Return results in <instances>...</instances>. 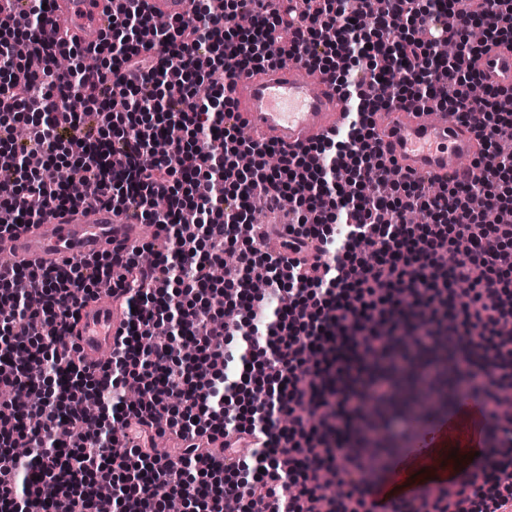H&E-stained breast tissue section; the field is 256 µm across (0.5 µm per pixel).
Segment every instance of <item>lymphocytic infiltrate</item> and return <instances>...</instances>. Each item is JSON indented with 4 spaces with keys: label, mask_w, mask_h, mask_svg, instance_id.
<instances>
[{
    "label": "lymphocytic infiltrate",
    "mask_w": 512,
    "mask_h": 512,
    "mask_svg": "<svg viewBox=\"0 0 512 512\" xmlns=\"http://www.w3.org/2000/svg\"><path fill=\"white\" fill-rule=\"evenodd\" d=\"M22 2L0 23V237L75 203L117 202L162 230L176 217L184 226L172 257L147 267L135 245L103 260L0 269V512H166L172 498L189 512H372L364 487L379 449L410 439L418 417L379 421L370 407L395 401L409 372L424 384L419 404L437 403L446 369L489 410L487 453L449 480L422 483L408 512H512V415L502 409L512 394L503 330L512 321V224L485 217L512 211V167L498 151L512 140V88L470 96L482 48L467 37L477 24L486 42L512 43V0H469L457 26L449 0H387L359 29L337 0L283 11L234 0L219 15L213 0H191L189 16L162 30L145 0H125L89 53L98 61L90 72L58 69L61 53H87L41 40L44 0ZM248 3L254 24L244 32L237 17ZM18 40L40 58V73L12 54ZM445 41L462 48L448 62L436 55ZM284 54L310 67L331 59L328 76L352 96L346 134L298 151L242 134L225 81ZM393 70L401 87L381 97ZM74 96L82 111L70 108ZM431 101L474 120L484 144L477 186L390 177L371 113ZM162 127L181 131L176 152H154ZM64 149L77 195L41 177ZM243 153H273L278 163L248 171L237 163ZM256 197L293 214L289 253L241 236ZM416 212L422 223L412 222ZM234 245L235 269L216 279ZM258 266L268 273L260 293L249 279ZM105 288L135 309L110 361L65 358L80 309ZM235 334L237 355L226 350ZM61 374L93 384L102 404L119 386L136 390L137 402L112 413L134 446L107 426L87 430L82 403L63 406L49 385ZM33 390L37 404L18 406L17 394ZM63 428L83 433L65 453ZM165 434L180 442L178 461L153 451ZM21 441L31 461L15 455ZM243 442L259 447L255 463L239 455Z\"/></svg>",
    "instance_id": "1"
}]
</instances>
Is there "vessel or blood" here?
I'll return each instance as SVG.
<instances>
[{
    "label": "vessel or blood",
    "mask_w": 512,
    "mask_h": 512,
    "mask_svg": "<svg viewBox=\"0 0 512 512\" xmlns=\"http://www.w3.org/2000/svg\"><path fill=\"white\" fill-rule=\"evenodd\" d=\"M154 14L186 16L189 0H148ZM120 0H51L49 19L41 36L64 41L73 34L81 48L100 41L112 25ZM474 68L481 83L512 86V49L493 47L483 52ZM231 96L246 134L260 143L299 149L309 146L345 123L351 110L346 96L327 76L296 62L285 68L247 71L236 76ZM473 125L459 115L426 112L417 105L392 106L376 132L386 158L401 173L435 182L458 178L477 182L473 165L482 147ZM143 226L127 208L79 207L50 215L44 223L22 227L11 239L16 260L49 263L68 256H92L127 249L142 238ZM125 317L116 302H98L82 310L78 322V357L93 362L112 348ZM486 411L475 400L461 396L448 416H427L417 426L413 443L396 466L391 487L371 490L374 512H397L418 486L414 474H434L446 466L448 448L479 451L485 445Z\"/></svg>",
    "instance_id": "vessel-or-blood-1"
}]
</instances>
